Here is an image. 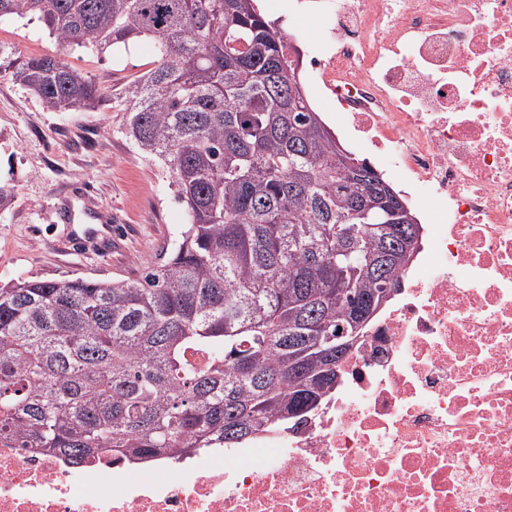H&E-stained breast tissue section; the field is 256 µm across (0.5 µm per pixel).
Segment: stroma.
I'll return each mask as SVG.
<instances>
[{"mask_svg": "<svg viewBox=\"0 0 512 512\" xmlns=\"http://www.w3.org/2000/svg\"><path fill=\"white\" fill-rule=\"evenodd\" d=\"M15 54H57L35 21H0ZM154 45L142 41L105 54L70 51L66 60L104 94L93 110L55 112L0 73V184L14 190L0 213V281L88 276L134 280L172 247L188 217L162 161L145 157L126 134L131 81L149 69ZM110 216L112 248L64 251L58 242L93 212Z\"/></svg>", "mask_w": 512, "mask_h": 512, "instance_id": "obj_1", "label": "stroma"}]
</instances>
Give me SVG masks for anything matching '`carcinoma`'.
Returning a JSON list of instances; mask_svg holds the SVG:
<instances>
[{
  "instance_id": "1",
  "label": "carcinoma",
  "mask_w": 512,
  "mask_h": 512,
  "mask_svg": "<svg viewBox=\"0 0 512 512\" xmlns=\"http://www.w3.org/2000/svg\"><path fill=\"white\" fill-rule=\"evenodd\" d=\"M5 17L42 23L63 50L154 41L127 134L163 161L188 224L136 280L0 284V439L131 464L306 420L309 394L332 391H313L336 362V341L324 357L317 341L402 288L398 227L416 220L299 90L288 34L257 0H0ZM0 63L55 111L104 100L61 57L0 43Z\"/></svg>"
}]
</instances>
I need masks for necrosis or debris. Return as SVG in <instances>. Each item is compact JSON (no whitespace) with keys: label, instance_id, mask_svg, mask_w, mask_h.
<instances>
[{"label":"necrosis or debris","instance_id":"4bbe7bcc","mask_svg":"<svg viewBox=\"0 0 512 512\" xmlns=\"http://www.w3.org/2000/svg\"><path fill=\"white\" fill-rule=\"evenodd\" d=\"M425 237L306 423L141 469L0 441V512H512V0H289Z\"/></svg>","mask_w":512,"mask_h":512}]
</instances>
